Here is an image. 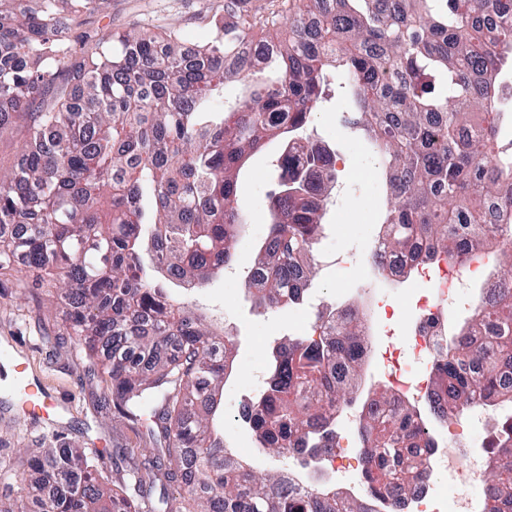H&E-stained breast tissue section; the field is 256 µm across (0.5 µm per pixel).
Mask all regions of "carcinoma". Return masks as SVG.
I'll list each match as a JSON object with an SVG mask.
<instances>
[{
	"label": "carcinoma",
	"instance_id": "carcinoma-1",
	"mask_svg": "<svg viewBox=\"0 0 512 512\" xmlns=\"http://www.w3.org/2000/svg\"><path fill=\"white\" fill-rule=\"evenodd\" d=\"M108 0H0V116L14 115L26 147L0 170V269L24 255L27 268L58 274L70 336L89 357L87 376L106 374L97 408L133 425L148 419L149 452L108 488L103 455L41 448L27 469L0 472L17 488L0 512H385L392 493L419 470L409 448L435 447L426 419L476 400L508 408L488 449V512H512V297L477 308L436 359V407L404 404L382 417L377 385L362 387L370 347L350 310L338 335L294 336L268 353L265 391L246 424L262 456L297 447L329 454L336 402L361 404L358 497L286 486L257 476L224 451L220 405L236 342L206 324L159 281L194 288L221 275L246 224L238 178L272 139L304 133L338 71L350 92L345 123L381 157L387 193L385 248L406 275L463 252H493L512 266V223L490 248L482 224L495 196L512 210V146L496 130L501 76L512 72V0H281L253 14L240 0L217 10L216 36L189 56L173 29L130 31L98 42L68 38L73 18ZM497 19L494 35L482 19ZM274 50L245 70L225 62L253 41ZM84 56L69 63L76 50ZM237 79L247 95L224 102ZM327 147L311 143L297 164L277 159L270 224L248 290L258 306L302 300L323 230L316 197L335 173ZM181 489L180 498L156 486Z\"/></svg>",
	"mask_w": 512,
	"mask_h": 512
}]
</instances>
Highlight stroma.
Segmentation results:
<instances>
[{
    "mask_svg": "<svg viewBox=\"0 0 512 512\" xmlns=\"http://www.w3.org/2000/svg\"><path fill=\"white\" fill-rule=\"evenodd\" d=\"M216 4L217 0H108L102 9L81 13L72 34L93 44L135 26L147 32L174 27L188 43L202 45L214 36L211 18ZM346 100L340 80H332L323 107L313 118L312 135L332 143L336 152L346 158L336 170L346 192L336 205L326 208L324 222L341 223L349 212L355 225L347 243L336 246L326 236L319 245L336 246L341 253L361 254L379 230L380 211L374 203L383 196V184L379 178L368 175L374 155L367 141L340 121ZM281 149V140L270 142L250 157L240 174L238 192L247 223L229 274L213 279L186 297L193 308L203 307L231 316L229 326L237 346L233 374L224 386V438L231 444L254 441L251 431L236 424L233 417L254 379L265 371L268 348L276 336L301 329L309 318L301 307L258 308L245 289V274L255 260L258 244L267 234L270 218L266 196L273 186L269 174L272 160ZM36 277L33 271L19 274L9 268L0 269V365L7 361L25 364L31 379L41 385L48 397L59 401L61 413L48 424L24 416L19 392L10 388L5 373L0 372V466L22 468L31 450L49 447L59 437L75 448L146 452L151 443L142 426L97 412L96 401L106 381H87L85 350L77 337L65 335L59 301L43 288L33 296L23 293V283L33 282ZM422 285V280L414 278L405 284L386 286L371 270L365 268L354 274L345 265L321 267L313 280L316 293L332 299L346 289L359 303L381 299L389 304L406 288Z\"/></svg>",
    "mask_w": 512,
    "mask_h": 512,
    "instance_id": "stroma-1",
    "label": "stroma"
}]
</instances>
